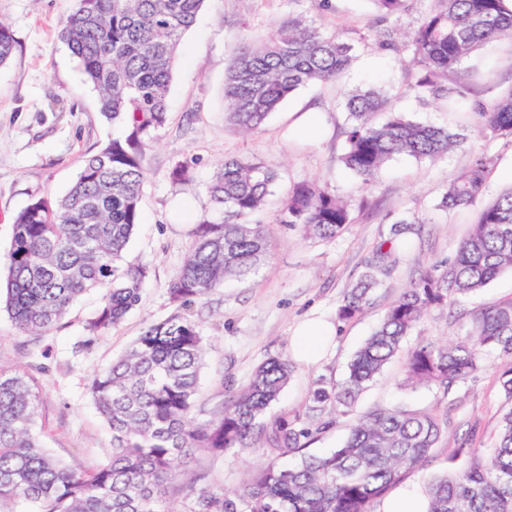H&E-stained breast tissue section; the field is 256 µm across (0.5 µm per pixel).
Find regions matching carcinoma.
<instances>
[{
    "instance_id": "1",
    "label": "carcinoma",
    "mask_w": 512,
    "mask_h": 512,
    "mask_svg": "<svg viewBox=\"0 0 512 512\" xmlns=\"http://www.w3.org/2000/svg\"><path fill=\"white\" fill-rule=\"evenodd\" d=\"M381 25L364 40L383 51L410 54L411 91L422 100L443 101L448 111L475 117L488 139L512 140V89L485 106L470 97L461 61L483 45L512 41V0H431L429 9L399 43L386 22L409 10L413 0H369ZM204 0H72L59 38L79 61L84 80L97 94L104 117L123 135L88 154L69 191L51 201L33 200L15 219L7 255L6 309L21 333L48 334L84 293L105 290L87 320L89 336L118 326L140 302L150 275L145 263L125 252L141 223L147 181L146 148L168 121L172 69L183 35L196 22ZM16 40L0 22V66L13 56ZM352 46L301 18L271 29L258 44L242 41L224 73L225 121L242 133L256 131L293 93L311 83H330L350 66ZM350 126L344 167L368 183L398 154L435 159L461 145L465 135L412 121L388 108L376 89L347 94ZM378 112H388L383 123ZM492 159L477 157L448 185L446 210L472 205L483 190ZM276 174L255 158L224 160L208 186L220 221L196 225L182 269L171 280L169 300L179 311L147 327L107 370L95 375L88 394L112 432V452L93 469L76 467L45 448L34 432L39 383L29 373L0 368V512H372V503L408 474L425 469L433 448L448 433V414L437 407H377L355 418L343 444L328 455L305 453L307 444L354 411L359 395L397 355L405 382L442 396L484 370L490 354L505 361L498 383L508 408L495 445L459 448L464 466L427 483L426 512H512V302L476 313L464 336L404 348L424 314L480 290L512 271V187L480 211L476 224L446 265L420 274L387 308L383 320L348 365L345 378L322 383L309 410L321 417L312 428L286 409L267 416L288 385L292 366L270 358L249 384L225 390L209 417L196 413L200 372L207 346L186 310L224 286L257 273L266 259L260 212ZM353 222L336 194L308 181L295 184L278 223L306 240L336 239ZM412 223L399 221L365 261L348 288L338 317L356 316L382 284L399 255L409 251ZM239 448L298 460L270 462L246 474L242 487H197L186 468L216 461ZM179 487L184 507L170 489Z\"/></svg>"
}]
</instances>
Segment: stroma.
Segmentation results:
<instances>
[{
	"label": "stroma",
	"mask_w": 512,
	"mask_h": 512,
	"mask_svg": "<svg viewBox=\"0 0 512 512\" xmlns=\"http://www.w3.org/2000/svg\"><path fill=\"white\" fill-rule=\"evenodd\" d=\"M71 0H0V21L16 38L12 59L0 66V281H6L5 256L14 236L16 216L37 197H62L75 181L85 154L103 147L122 129L107 121L96 93L83 82L76 58L58 36ZM313 22L325 34H339L355 46L350 68L335 82L314 83L295 92L254 133L244 135L224 120V69L241 39L253 42L289 16ZM377 14L369 0H205L195 25L184 35L173 71L168 122L145 158L147 183L142 222L126 254L127 261L149 264L151 275L140 304L118 327L99 333L83 350L75 344L101 304L93 290L71 306L46 336L21 333L0 309V367L38 374L41 399L37 430L57 457L90 469L112 450V434L87 393L93 375L123 355L150 324L174 313L168 287L185 262L195 225L218 219L207 187L227 158L254 157L278 176L263 221L268 257L256 277L227 281L191 313L207 342L201 372V396L221 401L226 384L245 387L254 368L273 356L292 355V337L300 322L318 318L335 333L320 359L295 363L278 409L304 410L318 380L341 381L355 351L372 334L390 303L420 273L453 259L470 231L476 207L442 210L438 204L449 184L481 155L492 158L481 202L512 187L503 174L512 164V141L474 135L435 160L398 155L372 183L349 173L340 161L349 126L345 97L355 89L381 90L392 109L407 118L456 129L458 118L443 106L423 103L409 89L407 52H382L364 42ZM460 71L478 99L491 104L512 88V42L495 41L473 52ZM322 112L325 125L314 139L289 132L295 115ZM189 168L186 182L172 184L175 164ZM318 181L347 201L354 219L335 240L314 243L276 217L289 188ZM418 220L420 237L390 277L371 294L354 318L343 321L337 309L346 289L364 271V261L398 221ZM512 300V271L444 309L430 310L412 330L408 345L443 342L462 336L472 315ZM497 356L474 378L449 394L448 435L432 451L425 470L410 474L372 506L384 512L404 492L424 494L431 476L451 468V457L470 437L471 447H492L504 407ZM404 364L394 358L359 397L355 410L404 404L414 409L436 405L434 392L404 384Z\"/></svg>",
	"instance_id": "1"
}]
</instances>
